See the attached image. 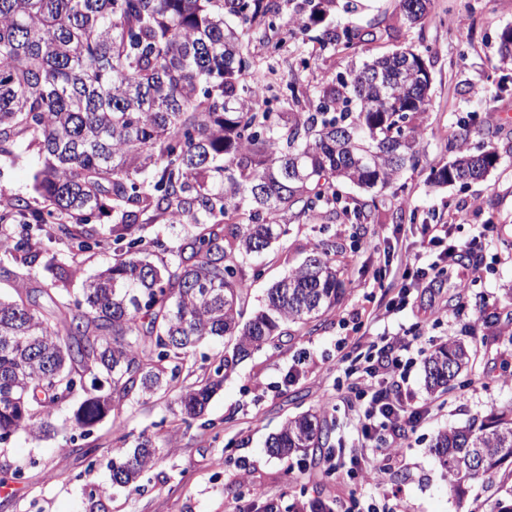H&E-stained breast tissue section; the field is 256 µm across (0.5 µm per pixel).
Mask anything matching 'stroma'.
Instances as JSON below:
<instances>
[{"instance_id":"stroma-1","label":"stroma","mask_w":512,"mask_h":512,"mask_svg":"<svg viewBox=\"0 0 512 512\" xmlns=\"http://www.w3.org/2000/svg\"><path fill=\"white\" fill-rule=\"evenodd\" d=\"M433 0L423 28L397 29L384 42L391 50L409 44L429 47L432 78L423 146L428 162L406 171L403 191L385 192L382 202L362 224L317 214L292 221L286 236L258 258L263 271L252 280L249 307H259L267 288L300 265L314 244L329 234L340 247L346 294L335 311L312 324L311 332L285 337L280 348L255 352L240 361L210 399L203 423L184 428L170 409V397L123 411L124 431L103 421L88 439L75 437L70 425L57 435L35 440L16 435L0 453L22 466V478L0 471V512H90L89 494L107 489L108 512H260L272 498L292 505L313 498L333 502L335 512H488L491 501L482 485L457 500L448 480L429 454L437 431L467 424L495 406L512 404V384L501 371L512 363V343L479 327L482 312H497L512 321V157L502 156L490 175L465 186L430 187L431 167L448 163V141L457 121L474 107L471 87L482 86L490 106L480 121L503 127L512 138V87L500 89L501 62L497 33L512 26V0ZM398 0H358L353 11L336 5L332 19L366 28L396 21ZM286 41L277 54L253 43L254 79L275 87L298 76V89L312 93L326 76L348 70L349 59L314 51L313 39ZM465 32L469 44L457 41ZM311 58L310 67L302 59ZM32 160L0 163V195L20 198L31 207L41 199L30 186ZM448 224L461 243L476 242L479 273L460 287L463 265L453 264L427 288L401 292L396 284L400 260L416 252L419 227ZM493 232H484V225ZM392 336L414 340L413 365L402 390L411 401L431 404L424 387L423 362L435 345L453 339L477 356L467 384L441 396L439 407L416 429L406 430L400 456L387 463L381 491L349 477L362 464L358 438V403L354 372L376 361L383 341ZM328 407L336 423V474L326 478L314 458L280 460L266 448L267 438L295 415ZM149 433L170 445L142 475L138 491L112 486L108 463L120 434Z\"/></svg>"}]
</instances>
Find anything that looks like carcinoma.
Segmentation results:
<instances>
[{
	"label": "carcinoma",
	"mask_w": 512,
	"mask_h": 512,
	"mask_svg": "<svg viewBox=\"0 0 512 512\" xmlns=\"http://www.w3.org/2000/svg\"><path fill=\"white\" fill-rule=\"evenodd\" d=\"M335 0H301L288 20L296 39L324 22ZM431 0H399L397 21L422 24ZM279 0H0V161L37 158L32 190L43 206L0 198V257L48 275L38 288L0 295V445L25 432L47 437L66 412L88 438L122 408L176 393L182 421L200 418L236 364L277 350L288 329H305L335 309L344 288L336 240L321 238L305 261L275 282L251 313L244 264L287 233V216L325 212L367 219L352 185L379 193L421 160V123L431 81L415 45L371 56L327 79L311 98L297 77L289 111L263 107L271 86L248 81L252 41L277 35ZM391 28L335 25L315 38L322 51L353 55ZM512 61V26L498 33ZM470 112L457 122L453 158L433 167L436 187L484 180L501 155ZM121 208L103 239L87 225ZM245 216L248 223L237 218ZM163 219L188 224L178 246L146 235ZM74 258L112 245L107 266L79 292L58 254ZM171 259L151 260L154 250ZM224 338L222 356L189 384L191 352ZM473 353L441 342L424 363L427 392L456 386ZM336 426L326 410L305 412L267 441L270 455L319 453L335 473ZM161 450L144 432L110 462L112 485L139 489ZM428 451L467 497L489 480L491 512H512V405L438 432Z\"/></svg>",
	"instance_id": "obj_1"
}]
</instances>
